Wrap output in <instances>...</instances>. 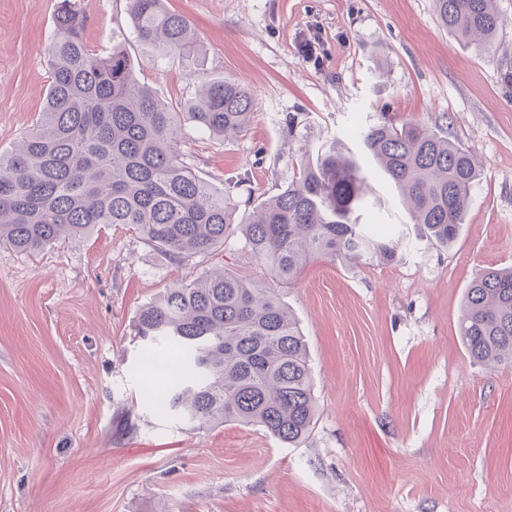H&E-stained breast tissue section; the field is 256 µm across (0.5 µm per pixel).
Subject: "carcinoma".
<instances>
[{
  "mask_svg": "<svg viewBox=\"0 0 512 512\" xmlns=\"http://www.w3.org/2000/svg\"><path fill=\"white\" fill-rule=\"evenodd\" d=\"M443 27L480 44L497 32L495 0H434ZM136 38L160 55L196 59L189 20L163 0H127ZM50 46L52 82L35 127L0 155V246L36 253L99 224H124L185 261L239 234L265 270L260 281L206 271L138 312V336L164 341L180 376L151 402L200 430L259 426L286 444L311 432L317 403L307 344L279 289L319 256L389 265L392 231L361 222L371 190L358 158L335 147L304 162L278 194L245 208L200 176L180 147L191 123L219 140L246 131L256 103L233 81H213L176 111L139 82L125 45L104 58L83 42L85 15L60 0ZM363 151L407 203L428 241L446 247L464 223L479 177L474 158L434 131L382 123L358 133ZM459 333L469 358L512 362V268L467 288Z\"/></svg>",
  "mask_w": 512,
  "mask_h": 512,
  "instance_id": "obj_1",
  "label": "carcinoma"
}]
</instances>
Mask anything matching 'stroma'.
<instances>
[{
  "label": "stroma",
  "instance_id": "35a3bbf8",
  "mask_svg": "<svg viewBox=\"0 0 512 512\" xmlns=\"http://www.w3.org/2000/svg\"><path fill=\"white\" fill-rule=\"evenodd\" d=\"M57 3L0 0L2 155L43 108ZM76 3L87 48L105 57L124 40L138 80L174 108L201 77L248 89L241 136L182 132L234 201L278 194L305 152L358 150L357 129L384 121L442 131L480 176L446 248L375 177L372 216L408 229L396 262L314 257L281 285L317 401L296 445L239 423L192 431L145 397L139 309L208 270L263 278L241 235L185 262L122 224L34 254L0 248V512H512V364L473 363L459 335L471 281L512 266V0H496L484 46L444 29L434 0H165L202 48L196 78L138 41L127 0Z\"/></svg>",
  "mask_w": 512,
  "mask_h": 512
}]
</instances>
